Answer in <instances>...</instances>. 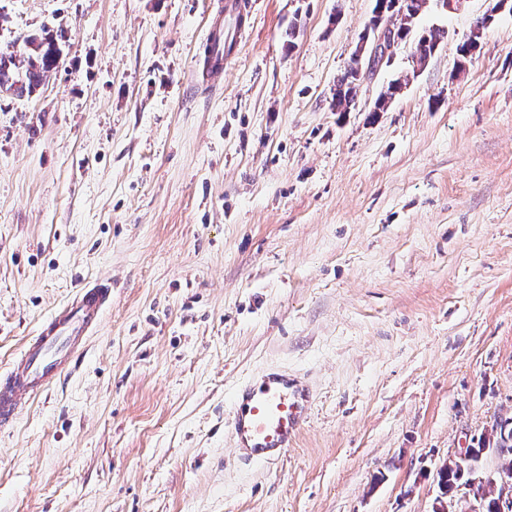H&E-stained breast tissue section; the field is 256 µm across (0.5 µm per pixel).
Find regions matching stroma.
I'll return each instance as SVG.
<instances>
[{"instance_id":"obj_1","label":"stroma","mask_w":512,"mask_h":512,"mask_svg":"<svg viewBox=\"0 0 512 512\" xmlns=\"http://www.w3.org/2000/svg\"><path fill=\"white\" fill-rule=\"evenodd\" d=\"M247 2L208 81L216 0H0V50L65 35L48 85L0 97V373L112 280L77 362L0 431V512H434L439 467L512 416V9L425 10L427 63L403 42L340 114L374 0ZM270 368L313 401L260 465L227 421ZM493 15L485 14L480 18H477L469 34L466 36L463 43L459 46V65L462 66V62L465 63L467 57L470 56L474 51L480 48L483 31L492 22ZM357 58L352 54L347 67L337 80L336 92L331 101V110L334 112H349L357 95Z\"/></svg>"}]
</instances>
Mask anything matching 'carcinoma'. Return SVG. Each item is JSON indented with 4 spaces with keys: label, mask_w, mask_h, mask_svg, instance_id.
<instances>
[{
    "label": "carcinoma",
    "mask_w": 512,
    "mask_h": 512,
    "mask_svg": "<svg viewBox=\"0 0 512 512\" xmlns=\"http://www.w3.org/2000/svg\"><path fill=\"white\" fill-rule=\"evenodd\" d=\"M436 0H406V7L387 12L382 18V25L394 37L405 41L414 32L419 14L427 2ZM493 15L485 14L476 19L469 34L459 46L460 61L480 48L483 31L492 22ZM442 30L435 29L429 34L418 36L415 49L417 63H423L436 51ZM64 38L62 33H51L44 28L38 34L28 36L24 40L25 50L28 52V66L20 71L16 63V55L0 52V93L11 94L18 98L33 95L39 88L49 82L57 73L62 48L60 41ZM357 58L351 57L344 72L337 80L336 92L331 101V110L334 112H347L354 104L357 95L358 79L356 78ZM496 434V447L512 448V417L500 418L492 426ZM474 468L460 466L450 461L443 465L439 471V485L442 496L453 500L457 489L475 479Z\"/></svg>",
    "instance_id": "obj_1"
}]
</instances>
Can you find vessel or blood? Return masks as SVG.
<instances>
[{
    "mask_svg": "<svg viewBox=\"0 0 512 512\" xmlns=\"http://www.w3.org/2000/svg\"><path fill=\"white\" fill-rule=\"evenodd\" d=\"M237 0L217 11L200 51L207 59L203 74L224 71L242 37L236 25ZM112 302V283L89 284L58 306L39 325L11 368L0 374V429L12 427L23 407L46 391L76 359ZM231 435L235 451L258 463H272L295 443L310 404L309 389L299 378L268 370L255 383L236 388L231 398Z\"/></svg>",
    "mask_w": 512,
    "mask_h": 512,
    "instance_id": "b4317fda",
    "label": "vessel or blood"
}]
</instances>
